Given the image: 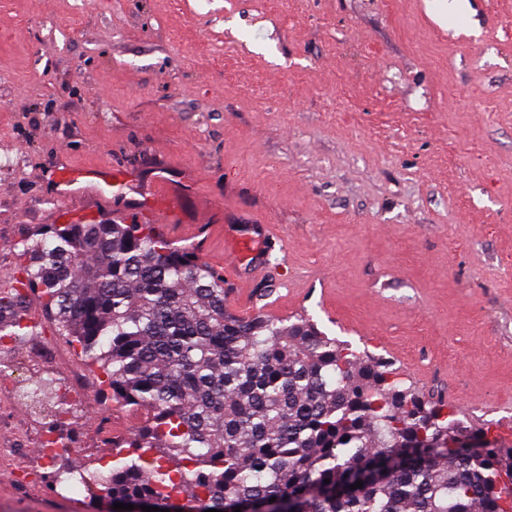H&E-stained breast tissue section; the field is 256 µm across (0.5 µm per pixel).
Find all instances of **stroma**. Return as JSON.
<instances>
[{
    "mask_svg": "<svg viewBox=\"0 0 512 512\" xmlns=\"http://www.w3.org/2000/svg\"><path fill=\"white\" fill-rule=\"evenodd\" d=\"M168 185L150 209L270 224L265 272L227 308L305 316L512 442V0H0V290L17 243L58 221L52 172ZM0 349V472H41L45 411L21 397L46 320ZM63 427L75 468L111 459L99 392ZM87 489L0 484V512H108Z\"/></svg>",
    "mask_w": 512,
    "mask_h": 512,
    "instance_id": "35a3bbf8",
    "label": "stroma"
}]
</instances>
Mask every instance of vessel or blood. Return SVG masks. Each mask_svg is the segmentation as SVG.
<instances>
[{"label": "vessel or blood", "mask_w": 512, "mask_h": 512, "mask_svg": "<svg viewBox=\"0 0 512 512\" xmlns=\"http://www.w3.org/2000/svg\"><path fill=\"white\" fill-rule=\"evenodd\" d=\"M54 196L58 201L69 204L76 198L95 196L111 202L116 219H124L129 212H141L140 199L127 195V187L136 182L131 173L120 169H85L71 170L52 178ZM270 235V228L265 224L253 225L249 232L231 238L226 243V262L229 265L248 261L252 269L263 270L266 255L263 242Z\"/></svg>", "instance_id": "obj_1"}]
</instances>
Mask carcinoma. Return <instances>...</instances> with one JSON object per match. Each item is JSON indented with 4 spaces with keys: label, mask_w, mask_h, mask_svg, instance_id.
Segmentation results:
<instances>
[{
    "label": "carcinoma",
    "mask_w": 512,
    "mask_h": 512,
    "mask_svg": "<svg viewBox=\"0 0 512 512\" xmlns=\"http://www.w3.org/2000/svg\"><path fill=\"white\" fill-rule=\"evenodd\" d=\"M17 248L0 337L35 333L24 303L37 293L101 371V394L141 414L134 457L62 466L53 481L170 512L273 497L292 512H512V445L489 425L306 317L227 310L224 276L153 225L41 224ZM57 391L39 376L25 394L51 403Z\"/></svg>",
    "instance_id": "1"
}]
</instances>
